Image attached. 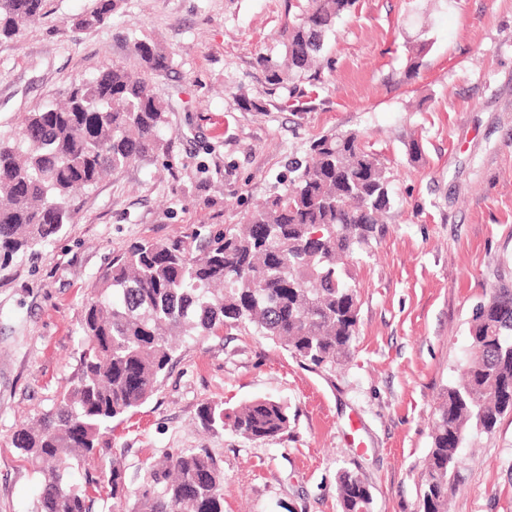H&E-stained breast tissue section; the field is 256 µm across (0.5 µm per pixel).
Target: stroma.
<instances>
[{
	"label": "stroma",
	"mask_w": 512,
	"mask_h": 512,
	"mask_svg": "<svg viewBox=\"0 0 512 512\" xmlns=\"http://www.w3.org/2000/svg\"><path fill=\"white\" fill-rule=\"evenodd\" d=\"M89 4L46 0L40 20L0 41V138L103 63L134 66L132 44L147 39L174 59L150 81L169 105L170 152L79 193L72 224L0 267V512L36 510L37 476L11 437L76 380L82 304L113 254L244 222L312 140L345 132L387 166L394 198L370 251L349 263L350 359L317 368L236 330L180 342L107 456L135 490L168 453L207 449L224 469V512H340L343 470L368 483L372 512H420L436 408L469 323L492 290L512 289V0H357L317 84L275 91L259 59L284 56L281 33L307 0H125L111 25L73 33ZM243 94L258 109L241 108ZM255 398L287 406L288 432L252 442L198 419L203 403ZM460 457L449 512H512V412Z\"/></svg>",
	"instance_id": "35a3bbf8"
}]
</instances>
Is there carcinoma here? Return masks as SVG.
<instances>
[{
  "instance_id": "obj_1",
  "label": "carcinoma",
  "mask_w": 512,
  "mask_h": 512,
  "mask_svg": "<svg viewBox=\"0 0 512 512\" xmlns=\"http://www.w3.org/2000/svg\"><path fill=\"white\" fill-rule=\"evenodd\" d=\"M123 0H92L77 31L107 26ZM356 0H307L283 30L287 62L260 58L268 84L320 75L326 39ZM44 0H0V39L43 16ZM138 72L105 63L76 82L66 101L31 112L13 137L0 139V261L32 251L72 222L71 201L130 163L169 155L161 137L167 106L151 90L173 58L158 44L133 43ZM288 185L244 223L209 239L195 256L185 242L135 241L118 251L82 304L77 325L79 375L52 407L22 424L11 444L39 475L37 512H95L91 492L126 497L123 471L107 460L112 423L158 391L174 354V336L252 332L316 367L349 359L357 333L356 289L347 261L371 246L393 204L387 167L356 133L325 134L291 167ZM469 352L457 383L438 407L420 512H447L459 450L474 429L488 432L512 412V290L476 308ZM203 426L229 424L250 441L288 431V407L257 398L228 410L206 402ZM89 464L84 483L73 465ZM224 472L204 449H178L153 466L135 492V512H224ZM341 512H370V486L338 474Z\"/></svg>"
}]
</instances>
